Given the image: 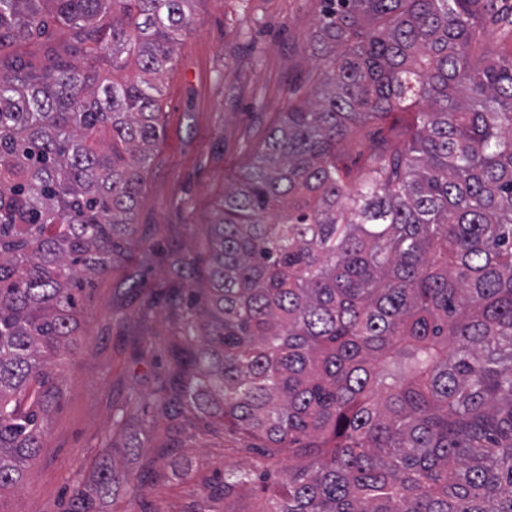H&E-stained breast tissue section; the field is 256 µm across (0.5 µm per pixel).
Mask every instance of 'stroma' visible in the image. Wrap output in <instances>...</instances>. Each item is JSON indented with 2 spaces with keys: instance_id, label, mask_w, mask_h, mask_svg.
Instances as JSON below:
<instances>
[{
  "instance_id": "1",
  "label": "stroma",
  "mask_w": 512,
  "mask_h": 512,
  "mask_svg": "<svg viewBox=\"0 0 512 512\" xmlns=\"http://www.w3.org/2000/svg\"><path fill=\"white\" fill-rule=\"evenodd\" d=\"M318 0H197L161 98L164 134L135 219L144 244L98 277L78 315L73 350L55 368L60 403L45 413L43 446L0 512H65L77 483L104 461L141 474L133 500L116 484L102 512H224V466L240 455L222 427L153 400L170 371L189 307L209 274L210 224L235 172L247 167L290 101L325 62L312 46ZM69 37L33 38L7 58L42 74L48 49L73 64ZM138 395V404L128 401ZM125 412L126 422L113 417ZM112 456H104V444ZM166 477H155L158 464Z\"/></svg>"
}]
</instances>
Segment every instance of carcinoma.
Listing matches in <instances>:
<instances>
[{
  "instance_id": "obj_1",
  "label": "carcinoma",
  "mask_w": 512,
  "mask_h": 512,
  "mask_svg": "<svg viewBox=\"0 0 512 512\" xmlns=\"http://www.w3.org/2000/svg\"><path fill=\"white\" fill-rule=\"evenodd\" d=\"M195 2L0 0V52L59 25L85 58H0V492L61 399L77 293L143 244L159 82ZM505 3L319 0L325 71L224 192L181 336L182 407L242 455L224 512L254 484L260 512H512V49L482 47ZM118 479L143 495L108 464L66 512H100Z\"/></svg>"
}]
</instances>
